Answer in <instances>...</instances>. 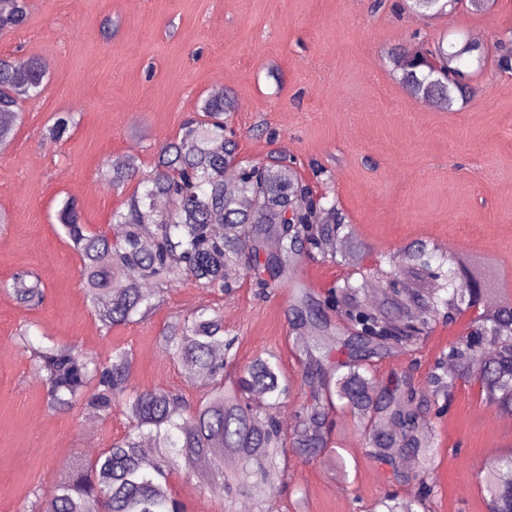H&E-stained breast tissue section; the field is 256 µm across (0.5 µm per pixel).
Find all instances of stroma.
<instances>
[{
  "mask_svg": "<svg viewBox=\"0 0 512 512\" xmlns=\"http://www.w3.org/2000/svg\"><path fill=\"white\" fill-rule=\"evenodd\" d=\"M30 4L23 27L0 33V54L42 58L50 75L0 153V280L32 271L46 298L29 310L0 291V512H31L74 459L108 447L126 427L118 410L106 419L80 408L49 411L29 354L14 340L20 327L36 345L75 344L96 355L130 348V388L195 398L201 388L162 351L159 336L175 318L217 303L237 338L238 365L264 351L279 355L292 381L281 420H292L303 401L287 289L263 299L247 282L229 297L180 284L147 320L104 336L80 287L79 257L59 230L56 213L73 199L82 224L111 231L124 195L101 179L102 169L131 152L151 167L159 144L178 135L216 83L236 101L241 157L260 163L281 153L308 180L311 162L326 167V189L363 244L365 266L422 240L484 257L497 286L512 288V71L486 65L474 77L475 96L446 110L412 97L388 59L393 48L421 41L476 34L491 48L510 42L512 0L427 18L406 0H386L377 11L371 0ZM65 112L76 113V125L62 141L47 139L46 128ZM467 323L462 316L437 324L419 350L377 362L380 380L407 370L425 379ZM450 396L435 422L431 512H489L481 464L512 453V417L483 402L475 382L457 379ZM333 446L344 469L289 454L285 483L250 498L251 512H370L384 494L411 495L367 456L350 413L338 415ZM202 476L183 466L170 479L186 512H239L241 497L204 488Z\"/></svg>",
  "mask_w": 512,
  "mask_h": 512,
  "instance_id": "35a3bbf8",
  "label": "stroma"
}]
</instances>
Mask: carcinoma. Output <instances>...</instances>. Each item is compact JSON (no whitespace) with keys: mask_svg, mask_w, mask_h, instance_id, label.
Here are the masks:
<instances>
[{"mask_svg":"<svg viewBox=\"0 0 512 512\" xmlns=\"http://www.w3.org/2000/svg\"><path fill=\"white\" fill-rule=\"evenodd\" d=\"M458 0H412L420 13H446ZM30 15L29 0H0V32L16 30ZM489 59V50L437 41L421 51L399 48L389 54L392 70L416 99L442 109L475 94L472 79ZM48 66L36 57L0 56V151L14 139L22 103L40 97ZM235 112L227 92L206 96L197 115L178 136L159 146L151 170L137 160L115 163L101 173L119 190L133 186L112 212V234L79 222L75 203L66 200L58 221L80 258L79 276L102 336L112 328L148 317L165 290L190 280L202 288L230 291L243 276L263 296L290 288L288 327L306 341L298 345L305 401L293 412L294 429L282 430L279 409L288 399V379L273 352L247 366L235 363V340L224 339V309L202 305L178 318L159 336L161 349L193 373L206 392L189 399L175 390L135 391L128 382L131 350L112 347L102 356L74 345L34 346L29 329L16 340L31 352L33 374L46 387L47 406L62 412L80 405L106 418L118 407L128 421L125 433L96 455L79 459L53 493L38 504L41 512H185L169 478L179 461H210L208 487L227 496H263L283 482L279 457L292 449L307 460L322 458L329 447L339 408L357 423L367 455L390 467L395 481L414 484L412 497L389 495L374 512H429L435 486L434 420L448 410V363L478 383L487 404L512 415V296L494 308L480 307L489 275L471 256L439 255L423 241L400 249L390 274V297L373 304L366 283L380 267L360 268L324 290L298 278L302 263L347 261L337 243L353 246L354 230L336 204L324 205L298 175L296 162L272 154L262 164L238 157L231 127ZM76 124L66 112L49 126L61 141ZM166 207H158V201ZM277 242L268 248L269 240ZM421 284L443 280L442 288H398V278ZM0 289L20 303L38 308L45 300L41 280L20 271L0 281ZM471 313L468 331L448 346L415 384L405 375L380 385L374 363L417 347L439 319ZM330 336L334 344L324 342ZM423 460L411 476L401 459ZM490 512H512V454L484 478Z\"/></svg>","mask_w":512,"mask_h":512,"instance_id":"1","label":"carcinoma"}]
</instances>
